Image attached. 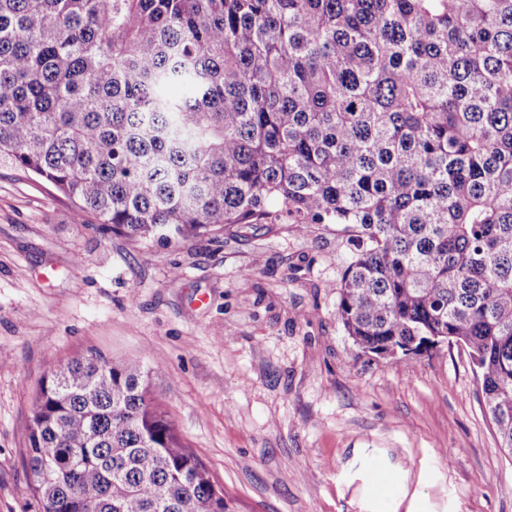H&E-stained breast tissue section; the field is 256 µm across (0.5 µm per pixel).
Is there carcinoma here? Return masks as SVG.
Wrapping results in <instances>:
<instances>
[{
    "label": "carcinoma",
    "instance_id": "obj_1",
    "mask_svg": "<svg viewBox=\"0 0 512 512\" xmlns=\"http://www.w3.org/2000/svg\"><path fill=\"white\" fill-rule=\"evenodd\" d=\"M0 163L169 245L342 227L354 345L448 337L512 458V0H0ZM150 377L91 354L42 378L45 512H225Z\"/></svg>",
    "mask_w": 512,
    "mask_h": 512
}]
</instances>
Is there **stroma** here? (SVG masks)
Here are the masks:
<instances>
[{
	"label": "stroma",
	"mask_w": 512,
	"mask_h": 512,
	"mask_svg": "<svg viewBox=\"0 0 512 512\" xmlns=\"http://www.w3.org/2000/svg\"><path fill=\"white\" fill-rule=\"evenodd\" d=\"M73 211L0 166V512H44L23 459L35 392L90 353L143 357L226 512H512V458L468 353L383 359L345 333L339 226L166 245Z\"/></svg>",
	"instance_id": "1"
}]
</instances>
